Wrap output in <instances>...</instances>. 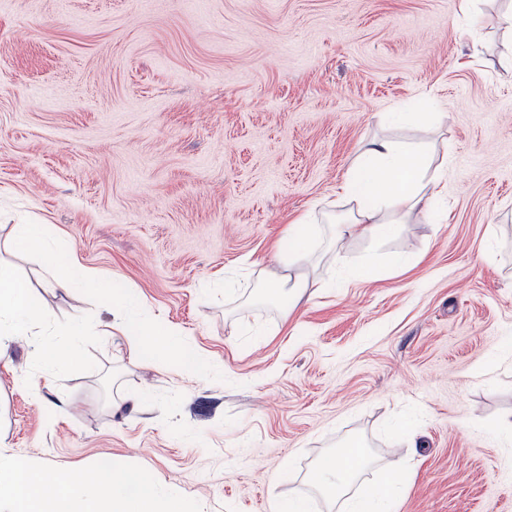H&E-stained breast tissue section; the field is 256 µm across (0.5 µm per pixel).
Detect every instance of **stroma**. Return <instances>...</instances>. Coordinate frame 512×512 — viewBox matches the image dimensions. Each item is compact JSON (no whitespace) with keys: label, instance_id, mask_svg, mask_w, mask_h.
I'll list each match as a JSON object with an SVG mask.
<instances>
[{"label":"stroma","instance_id":"1","mask_svg":"<svg viewBox=\"0 0 512 512\" xmlns=\"http://www.w3.org/2000/svg\"><path fill=\"white\" fill-rule=\"evenodd\" d=\"M0 0V261L46 321L0 359L7 452L65 476L141 469L190 512H274L361 443L395 512H512V42L507 0ZM402 120H394V113ZM451 146L436 219L335 246L363 144ZM314 220L295 309L277 247ZM46 225L178 326V363L124 356L111 307L46 287ZM373 262L371 277L358 269ZM89 329L79 365L39 344ZM411 425L417 440L399 433ZM65 336H69L72 346H71V354L66 359H62L58 357L60 354L59 349L54 345H44L41 349V357L43 361H51L52 365H59L62 363H72L75 360L73 355L74 350L77 347V343L81 340L82 336H85V330L83 327L79 325L72 326L65 334Z\"/></svg>","mask_w":512,"mask_h":512}]
</instances>
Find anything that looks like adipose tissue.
I'll list each match as a JSON object with an SVG mask.
<instances>
[{
	"mask_svg": "<svg viewBox=\"0 0 512 512\" xmlns=\"http://www.w3.org/2000/svg\"><path fill=\"white\" fill-rule=\"evenodd\" d=\"M424 153L408 144L387 138L368 142L344 185L345 194L356 203L350 219L336 227L337 241L360 235L387 238L401 232L413 213L433 212V197L426 191ZM288 250L281 260L288 275L277 283L278 295L298 299L306 283L291 267L310 262L313 248L308 218L299 219L288 230ZM17 249L33 248L53 271V286H76L101 299L111 301L113 329L127 332L124 300L115 298L112 283L74 258L70 250L48 235L44 225L18 224L13 230ZM45 306L31 285L0 262V357L19 336L31 334L42 321ZM156 355L178 360L185 352L174 328L158 324L144 339H130L126 352L137 358L143 347ZM368 458L360 444L352 443L340 453L320 458L315 480L321 493L339 503L341 512H393V490L398 469H390L384 479L367 493L356 497L348 489ZM55 492L45 496L44 485ZM0 512H188L183 498L163 490L141 473L102 462L92 468L59 478L48 468L36 470L22 459L0 454Z\"/></svg>",
	"mask_w": 512,
	"mask_h": 512,
	"instance_id": "1",
	"label": "adipose tissue"
}]
</instances>
